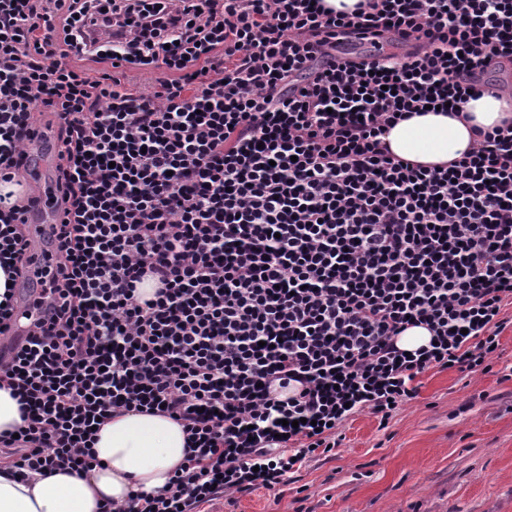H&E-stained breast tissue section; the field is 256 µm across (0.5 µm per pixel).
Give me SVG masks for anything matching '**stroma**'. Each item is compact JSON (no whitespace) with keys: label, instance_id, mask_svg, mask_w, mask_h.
Instances as JSON below:
<instances>
[{"label":"stroma","instance_id":"35a3bbf8","mask_svg":"<svg viewBox=\"0 0 512 512\" xmlns=\"http://www.w3.org/2000/svg\"><path fill=\"white\" fill-rule=\"evenodd\" d=\"M488 372L432 369L387 424L368 412L288 485L215 500L224 512H512V305Z\"/></svg>","mask_w":512,"mask_h":512}]
</instances>
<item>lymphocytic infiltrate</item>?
Instances as JSON below:
<instances>
[{"mask_svg": "<svg viewBox=\"0 0 512 512\" xmlns=\"http://www.w3.org/2000/svg\"><path fill=\"white\" fill-rule=\"evenodd\" d=\"M352 33L419 48L337 52ZM507 62L512 0H0V181L25 182L53 120L67 205L42 317L0 364L23 419L0 457L86 473L97 422L161 413L184 461L105 512H199L287 485L353 414L387 423L429 369L488 371L512 304V125L445 166L382 136L460 111ZM36 204H0L20 277ZM418 325L432 344L404 352Z\"/></svg>", "mask_w": 512, "mask_h": 512, "instance_id": "obj_1", "label": "lymphocytic infiltrate"}]
</instances>
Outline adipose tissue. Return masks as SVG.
I'll use <instances>...</instances> for the list:
<instances>
[{
	"label": "adipose tissue",
	"instance_id": "obj_1",
	"mask_svg": "<svg viewBox=\"0 0 512 512\" xmlns=\"http://www.w3.org/2000/svg\"><path fill=\"white\" fill-rule=\"evenodd\" d=\"M467 120L429 112L398 122L384 136L391 152L435 165L457 159L473 145V128L512 120V96L487 91L464 107ZM185 434L170 418L131 412L102 426L94 444L97 467L83 475L58 471L23 481L0 467V512H102L130 493L163 490L185 458Z\"/></svg>",
	"mask_w": 512,
	"mask_h": 512
}]
</instances>
